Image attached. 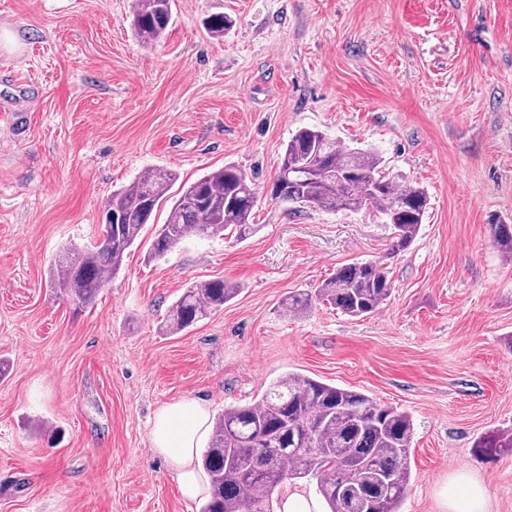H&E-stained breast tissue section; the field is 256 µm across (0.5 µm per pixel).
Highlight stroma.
Segmentation results:
<instances>
[{
	"instance_id": "stroma-1",
	"label": "stroma",
	"mask_w": 512,
	"mask_h": 512,
	"mask_svg": "<svg viewBox=\"0 0 512 512\" xmlns=\"http://www.w3.org/2000/svg\"><path fill=\"white\" fill-rule=\"evenodd\" d=\"M235 20L226 36L204 27ZM0 512H200L151 445L161 407L211 417L298 372L411 414L401 512H448L467 473L512 512V262L488 221L512 222V0H174L144 49L132 0H0ZM375 148L430 205L389 255L375 208L289 210L264 191L289 138ZM234 164L259 196L255 232L189 237L151 257L161 206L95 303L48 286L57 252L96 241L112 192L152 168L180 181ZM383 261L387 304L284 314L289 293ZM241 291L176 334L160 324L191 282ZM474 447L485 457L499 455L502 451L512 449V430L497 429L486 433L476 441Z\"/></svg>"
}]
</instances>
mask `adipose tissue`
<instances>
[{"label": "adipose tissue", "mask_w": 512, "mask_h": 512, "mask_svg": "<svg viewBox=\"0 0 512 512\" xmlns=\"http://www.w3.org/2000/svg\"><path fill=\"white\" fill-rule=\"evenodd\" d=\"M209 430V413L195 399H181L162 407L151 427L155 450L172 469L182 494L189 499L204 490L194 460Z\"/></svg>", "instance_id": "obj_1"}]
</instances>
